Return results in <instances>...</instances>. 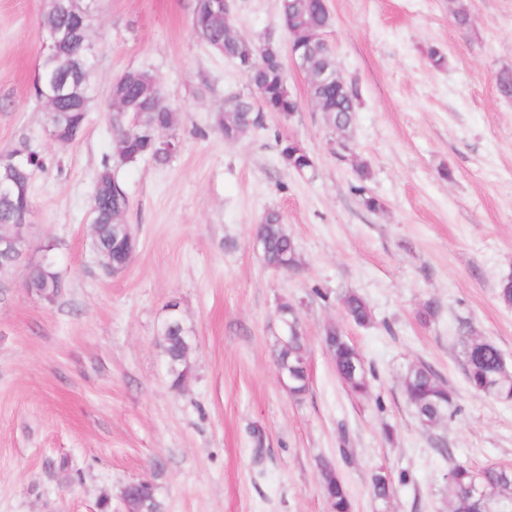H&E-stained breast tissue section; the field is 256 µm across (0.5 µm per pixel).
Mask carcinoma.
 Segmentation results:
<instances>
[{
	"mask_svg": "<svg viewBox=\"0 0 512 512\" xmlns=\"http://www.w3.org/2000/svg\"><path fill=\"white\" fill-rule=\"evenodd\" d=\"M280 9L288 18L290 43L305 58L309 99L320 105L330 127L349 133L353 112L358 106L357 92L348 84L342 88L336 83L337 64L333 51L316 39L332 25L325 0H280ZM191 24L199 38L246 75L267 110L284 117L298 110L299 101L289 90L281 52L273 41L255 42L239 36L224 18H216L203 10L200 0H195ZM495 82L502 96L512 98L511 69L498 71ZM160 98V86L151 72L126 71L115 89L117 104L110 105L114 131L112 153L119 161L134 165L149 158L163 166L174 157L161 149L157 140L161 134L177 137L178 110L168 102L158 104ZM93 100V85L88 80L73 96L59 100L57 111L48 113V129L67 128L74 133L73 140H79L84 134ZM131 112L137 118L133 128L128 127ZM218 127L227 140L239 139L260 127L251 99L238 97L227 104L218 118ZM22 150L26 152L24 166L7 168L0 163V181H12L20 188L17 195L0 197V224H13L20 212L32 209L30 181L33 169L40 165V158L27 146ZM280 155L294 171L304 172L313 166L309 153L295 141L280 142ZM96 184L100 193L92 200L91 210L98 244L108 253L112 267L121 271L131 262L126 227L123 226L128 195L119 183L113 182L112 170L106 165L97 173ZM257 230L264 240L262 257L267 266L279 270L297 265L296 244L285 231L277 211H267L257 224ZM60 276L61 272L52 265L34 268L30 271L31 287L40 288L46 281ZM341 305L353 323L365 326L372 321L371 309L359 295H345ZM280 318L282 327L288 331V345H282L276 351V366L281 370L288 391L299 396L309 385L306 338L292 305L281 304ZM194 342V331L185 324L180 313L176 310L169 312L158 345L173 389L182 388L188 378ZM325 343L343 384L355 395L366 394L370 384L359 351L335 326L325 330ZM462 353L465 378L471 390L494 400H512V371L503 366V354L495 344L468 336L462 341ZM403 389L415 414L433 427L450 417L455 409L454 392L424 364L409 370L403 380ZM447 478L450 512H512V470L496 466L474 469L450 457ZM321 479L332 512H351L347 492L331 465H322ZM372 492L381 505L389 503L391 484L382 469L372 476ZM121 495L130 512H162L156 488L147 480L126 484Z\"/></svg>",
	"mask_w": 512,
	"mask_h": 512,
	"instance_id": "carcinoma-1",
	"label": "carcinoma"
}]
</instances>
